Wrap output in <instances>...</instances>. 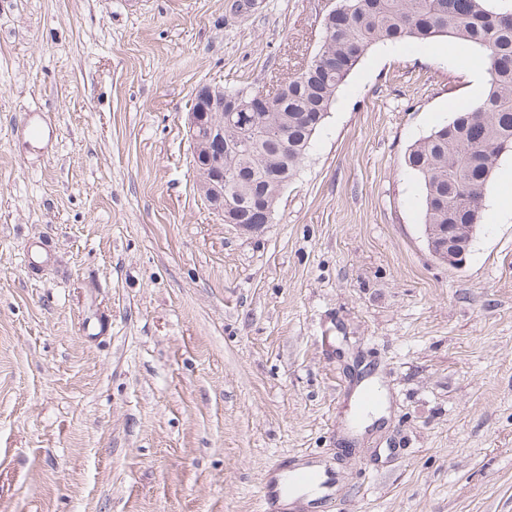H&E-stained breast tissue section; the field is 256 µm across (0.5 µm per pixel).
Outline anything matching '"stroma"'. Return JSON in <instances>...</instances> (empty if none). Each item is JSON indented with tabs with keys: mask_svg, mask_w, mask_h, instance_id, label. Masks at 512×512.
Listing matches in <instances>:
<instances>
[{
	"mask_svg": "<svg viewBox=\"0 0 512 512\" xmlns=\"http://www.w3.org/2000/svg\"><path fill=\"white\" fill-rule=\"evenodd\" d=\"M323 7L0 0V512H265L307 461L332 512H512V156L459 268L403 164L471 49H370L259 231L197 190L195 92L286 77Z\"/></svg>",
	"mask_w": 512,
	"mask_h": 512,
	"instance_id": "obj_1",
	"label": "stroma"
}]
</instances>
